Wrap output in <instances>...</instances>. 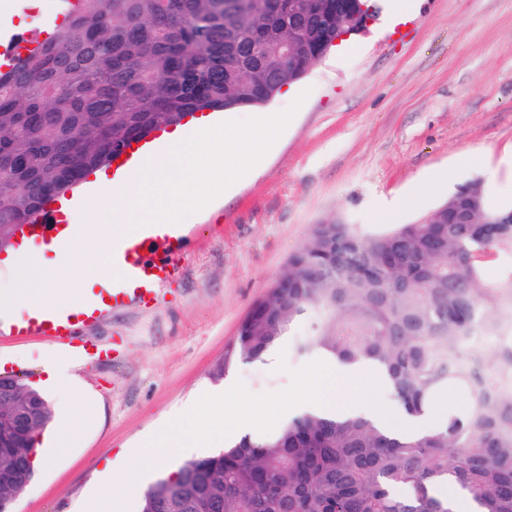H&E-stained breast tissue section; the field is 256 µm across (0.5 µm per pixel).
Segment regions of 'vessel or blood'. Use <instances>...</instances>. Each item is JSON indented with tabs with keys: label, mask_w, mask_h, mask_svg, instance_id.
I'll return each instance as SVG.
<instances>
[{
	"label": "vessel or blood",
	"mask_w": 512,
	"mask_h": 512,
	"mask_svg": "<svg viewBox=\"0 0 512 512\" xmlns=\"http://www.w3.org/2000/svg\"><path fill=\"white\" fill-rule=\"evenodd\" d=\"M152 140L128 147L125 156L113 164L116 186H123L128 168L147 157ZM189 233L183 222L134 224L114 235L109 245L106 271L96 288L74 296L65 311L40 308L9 320L0 327L17 342L40 338L54 343L77 360L106 356V349L96 339L82 333L84 326L97 322L107 312L134 305L151 309L161 300L160 291L174 278L182 259V245ZM79 235L69 224L61 202L47 205L31 224L20 232L16 245L33 251L35 245L53 244L61 263H69L77 250ZM166 244L159 253L158 244Z\"/></svg>",
	"instance_id": "vessel-or-blood-1"
}]
</instances>
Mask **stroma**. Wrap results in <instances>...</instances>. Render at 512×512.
<instances>
[{"label": "stroma", "mask_w": 512, "mask_h": 512, "mask_svg": "<svg viewBox=\"0 0 512 512\" xmlns=\"http://www.w3.org/2000/svg\"><path fill=\"white\" fill-rule=\"evenodd\" d=\"M294 84L307 97L254 175L192 215L182 271L158 309L130 308L90 333L107 357L71 367L80 393L49 397L93 417L66 454L41 438L47 462L12 512H87L108 466L187 413L210 391L243 382L254 395L287 388L302 358L216 367L240 322L265 296L314 225L368 232L409 224L481 180L494 207L512 205V0H415L406 22L376 18ZM57 353L0 338V366L31 384Z\"/></svg>", "instance_id": "obj_1"}]
</instances>
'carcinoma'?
I'll use <instances>...</instances> for the list:
<instances>
[{
	"instance_id": "1",
	"label": "carcinoma",
	"mask_w": 512,
	"mask_h": 512,
	"mask_svg": "<svg viewBox=\"0 0 512 512\" xmlns=\"http://www.w3.org/2000/svg\"><path fill=\"white\" fill-rule=\"evenodd\" d=\"M366 0H76L41 49L0 71V224H28L53 197L114 160L112 142L159 121L255 107L298 82L306 63L363 15ZM294 37V64L283 44ZM459 192L412 224L369 235L316 224L288 257L275 315L224 355L263 362L293 334L300 358L368 364L420 416L450 392L463 403L421 435L391 437L364 417L302 412L156 481L140 512H449L446 478L484 512H512V208L469 183L473 224H443ZM30 411L0 424V496L34 479L35 443L53 420L20 377L0 378Z\"/></svg>"
}]
</instances>
